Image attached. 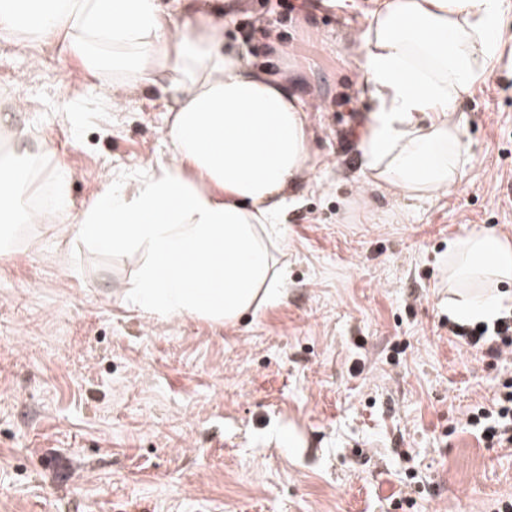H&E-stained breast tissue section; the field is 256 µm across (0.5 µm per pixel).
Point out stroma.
Returning <instances> with one entry per match:
<instances>
[{
	"instance_id": "35a3bbf8",
	"label": "stroma",
	"mask_w": 512,
	"mask_h": 512,
	"mask_svg": "<svg viewBox=\"0 0 512 512\" xmlns=\"http://www.w3.org/2000/svg\"><path fill=\"white\" fill-rule=\"evenodd\" d=\"M354 10L236 0L224 38L307 97L311 167L294 183L284 297L227 326L127 298L138 253L72 231L109 181L168 159L169 99L101 100L62 43L0 40V115L62 163L72 206L13 224L0 253V512H491L512 451L464 430L512 366L448 336V242L512 239V0L456 104L467 151L450 192L358 197L375 108Z\"/></svg>"
}]
</instances>
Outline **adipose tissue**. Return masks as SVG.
Returning a JSON list of instances; mask_svg holds the SVG:
<instances>
[{
  "label": "adipose tissue",
  "mask_w": 512,
  "mask_h": 512,
  "mask_svg": "<svg viewBox=\"0 0 512 512\" xmlns=\"http://www.w3.org/2000/svg\"><path fill=\"white\" fill-rule=\"evenodd\" d=\"M363 26L362 75L376 107L361 139L370 183L410 198L450 191L466 144L454 105L494 53L499 0H374ZM0 37L18 51L62 41L75 79L158 86L171 96L169 161L104 188L79 233L106 249L144 256L129 296L161 317L235 324L278 302L286 281L275 256L285 242L287 196L311 160L307 105L288 81L256 70L224 46V0H0ZM0 177V219L46 224L68 212L29 209L35 191L23 141ZM453 312L491 318L488 284L512 285V241L481 231L448 243Z\"/></svg>",
  "instance_id": "obj_1"
}]
</instances>
